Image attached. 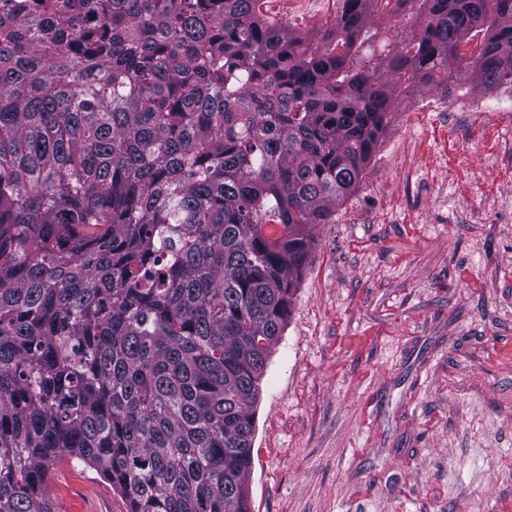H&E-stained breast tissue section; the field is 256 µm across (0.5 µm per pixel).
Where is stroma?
<instances>
[{
    "mask_svg": "<svg viewBox=\"0 0 512 512\" xmlns=\"http://www.w3.org/2000/svg\"><path fill=\"white\" fill-rule=\"evenodd\" d=\"M340 0L263 13L334 27ZM418 17L380 12L363 55ZM481 105L468 123L458 96ZM512 93L461 81L397 89L390 121L332 224L311 228L292 313L253 406L252 512H512ZM58 512H127L61 463Z\"/></svg>",
    "mask_w": 512,
    "mask_h": 512,
    "instance_id": "obj_1",
    "label": "stroma"
}]
</instances>
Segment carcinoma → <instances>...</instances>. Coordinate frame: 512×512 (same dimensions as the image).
<instances>
[{
	"label": "carcinoma",
	"mask_w": 512,
	"mask_h": 512,
	"mask_svg": "<svg viewBox=\"0 0 512 512\" xmlns=\"http://www.w3.org/2000/svg\"><path fill=\"white\" fill-rule=\"evenodd\" d=\"M260 2L0 12V512H56L62 458L128 512H250L266 360L390 77L512 89V0H418L377 63L375 0H341L316 41ZM376 10L378 13L373 17V23L367 28L368 33L364 37L367 40L361 49V55L369 57L372 53L382 54V58H384L394 48L397 37L411 34L420 20L417 14L408 17L404 13H400L402 20L398 18L392 20L388 13L377 8Z\"/></svg>",
	"instance_id": "carcinoma-1"
}]
</instances>
